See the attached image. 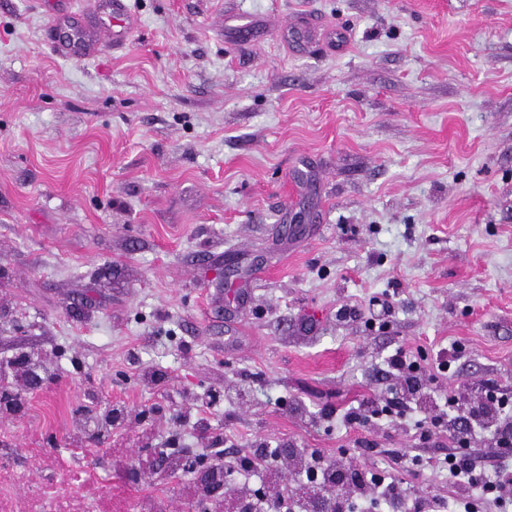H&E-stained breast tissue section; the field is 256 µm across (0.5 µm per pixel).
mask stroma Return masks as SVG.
<instances>
[{"mask_svg":"<svg viewBox=\"0 0 512 512\" xmlns=\"http://www.w3.org/2000/svg\"><path fill=\"white\" fill-rule=\"evenodd\" d=\"M0 0V415L17 448L118 408L101 472L176 439L397 470L490 439L323 417L404 348L433 398L512 395V0ZM252 23L251 34L240 32ZM89 26L94 53L60 50ZM230 402L201 407L210 389ZM182 424H175L174 416Z\"/></svg>","mask_w":512,"mask_h":512,"instance_id":"35a3bbf8","label":"stroma"}]
</instances>
